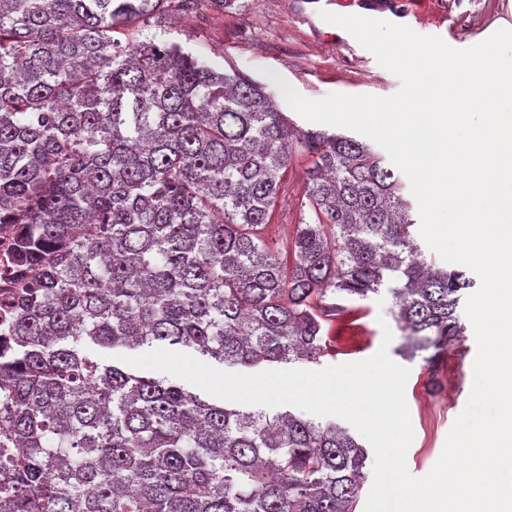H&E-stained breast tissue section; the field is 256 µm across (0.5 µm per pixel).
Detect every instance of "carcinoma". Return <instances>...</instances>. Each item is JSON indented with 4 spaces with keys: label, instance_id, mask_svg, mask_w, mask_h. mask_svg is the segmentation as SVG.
<instances>
[{
    "label": "carcinoma",
    "instance_id": "carcinoma-1",
    "mask_svg": "<svg viewBox=\"0 0 512 512\" xmlns=\"http://www.w3.org/2000/svg\"><path fill=\"white\" fill-rule=\"evenodd\" d=\"M226 0H0V224L30 270L6 306L13 408L0 512H356L367 452L332 420L243 408L120 360L319 365L340 298L387 291L433 364L475 286L413 234L372 145L303 130L274 95L138 38ZM306 155L292 241L282 170Z\"/></svg>",
    "mask_w": 512,
    "mask_h": 512
}]
</instances>
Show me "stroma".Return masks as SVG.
Listing matches in <instances>:
<instances>
[{"instance_id":"stroma-1","label":"stroma","mask_w":512,"mask_h":512,"mask_svg":"<svg viewBox=\"0 0 512 512\" xmlns=\"http://www.w3.org/2000/svg\"><path fill=\"white\" fill-rule=\"evenodd\" d=\"M301 0H228L224 9L199 8L151 19L144 33L159 42H177L201 55L218 70L235 69L274 93L282 112L301 128L312 123L298 115L273 82L280 75L302 96L317 100L332 93L389 96L399 79L352 35L337 38L332 27L310 25L300 11ZM405 23L417 33L441 37L457 49L473 46L500 29L512 30V0H431ZM306 160L294 158L283 172V199L274 215L273 233L282 242L293 239L305 194ZM388 292L348 301L350 314L333 322L331 336L345 337L356 329L360 343L344 342L324 366L360 361L383 346V331L391 329L387 345L391 359L407 367L405 387L414 440L406 463L417 477L426 475L439 458L448 431L465 407L473 385L476 340L465 324L460 340L449 346L439 373H432L424 353L407 356L405 334L392 313Z\"/></svg>"}]
</instances>
